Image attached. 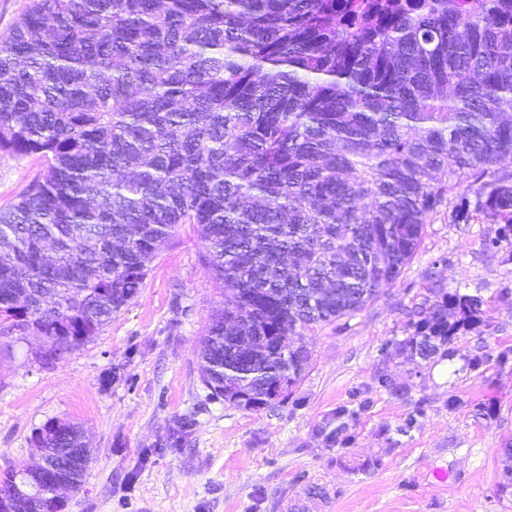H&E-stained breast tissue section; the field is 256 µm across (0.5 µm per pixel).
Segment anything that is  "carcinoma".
I'll return each mask as SVG.
<instances>
[{"mask_svg":"<svg viewBox=\"0 0 512 512\" xmlns=\"http://www.w3.org/2000/svg\"><path fill=\"white\" fill-rule=\"evenodd\" d=\"M0 151L44 168L0 209V338L78 348L189 225L224 282L202 382L259 409L302 381L308 332L400 277L460 186L502 225L485 245L512 249V0H31L0 34ZM483 305L406 311L402 346L451 356ZM15 488L30 512L64 507L18 469Z\"/></svg>","mask_w":512,"mask_h":512,"instance_id":"obj_1","label":"carcinoma"}]
</instances>
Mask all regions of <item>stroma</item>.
Masks as SVG:
<instances>
[{
    "label": "stroma",
    "instance_id": "35a3bbf8",
    "mask_svg": "<svg viewBox=\"0 0 512 512\" xmlns=\"http://www.w3.org/2000/svg\"><path fill=\"white\" fill-rule=\"evenodd\" d=\"M39 168L0 152V209ZM459 201L428 219L375 302L308 337L311 364L288 401L257 410L213 398L201 380L200 341L224 285L183 228L138 297L79 348L42 365L38 338L0 346V476L35 461L44 425L70 421L92 461L64 512H512V252L484 247L493 225L452 221ZM455 291L485 304L451 356L400 350L406 309ZM340 409L345 446L320 432Z\"/></svg>",
    "mask_w": 512,
    "mask_h": 512
}]
</instances>
